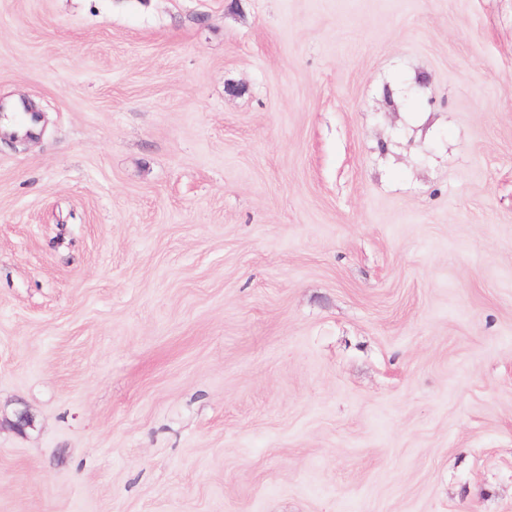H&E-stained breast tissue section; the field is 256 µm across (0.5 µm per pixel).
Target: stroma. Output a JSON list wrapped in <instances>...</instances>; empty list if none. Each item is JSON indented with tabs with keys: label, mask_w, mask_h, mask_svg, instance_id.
<instances>
[{
	"label": "stroma",
	"mask_w": 512,
	"mask_h": 512,
	"mask_svg": "<svg viewBox=\"0 0 512 512\" xmlns=\"http://www.w3.org/2000/svg\"><path fill=\"white\" fill-rule=\"evenodd\" d=\"M16 97L0 512H512V0H0Z\"/></svg>",
	"instance_id": "35a3bbf8"
}]
</instances>
